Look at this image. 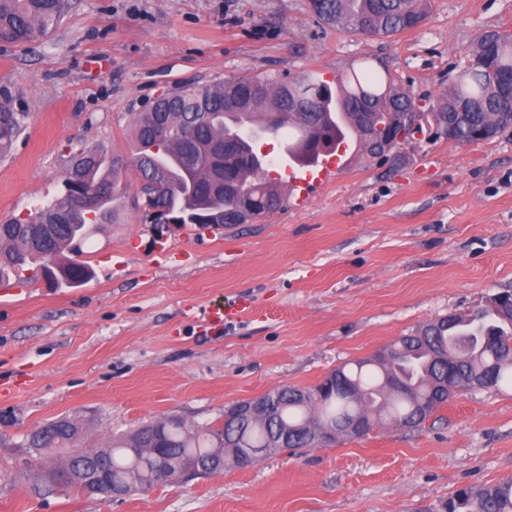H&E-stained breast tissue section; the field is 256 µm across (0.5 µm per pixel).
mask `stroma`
<instances>
[{
	"mask_svg": "<svg viewBox=\"0 0 512 512\" xmlns=\"http://www.w3.org/2000/svg\"><path fill=\"white\" fill-rule=\"evenodd\" d=\"M492 28L512 34V0H430L392 37L330 28L310 0H69L39 41L0 43V92L29 115L0 160V222L53 200L78 145L130 157L132 115L162 92L367 63L424 110ZM124 179L116 221L82 245L89 282L0 283V512H444L460 489L512 478V389H487L417 429L385 424L121 500L52 483L42 468L65 449L24 446L49 421L77 423L80 448L164 417L218 424L233 403L315 387L512 290V129L470 144L431 130L356 155L305 204L210 230H156L135 169Z\"/></svg>",
	"mask_w": 512,
	"mask_h": 512,
	"instance_id": "stroma-1",
	"label": "stroma"
}]
</instances>
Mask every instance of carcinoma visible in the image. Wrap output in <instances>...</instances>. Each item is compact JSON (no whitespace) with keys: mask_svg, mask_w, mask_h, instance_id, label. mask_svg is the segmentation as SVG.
Masks as SVG:
<instances>
[{"mask_svg":"<svg viewBox=\"0 0 512 512\" xmlns=\"http://www.w3.org/2000/svg\"><path fill=\"white\" fill-rule=\"evenodd\" d=\"M312 8L328 26L364 35H393L415 28L425 19L429 0H311ZM67 0H0V41L29 43L55 28ZM512 75V35L496 29L482 32L465 52L454 85L433 107L439 136L458 143H477L478 134L491 126L504 132L512 126L503 118L512 113V94L504 83ZM335 100L316 72L291 79L275 76L187 85L166 93L149 108L133 115L131 158L109 159L98 146L72 156L62 190L50 203L30 211L24 219L0 224V281L28 273L41 276L51 263L66 272L67 287L91 277L89 267L66 253L78 254L86 240L85 227L99 223L90 211L73 208L74 198L101 188H112L105 202L106 222L116 218L118 201L126 192L123 173L137 171L139 192L154 224H246L282 204V193L261 169L256 143L247 131L282 115L279 130L292 131L296 158L314 161L320 142L335 151L350 130L360 151L376 155L365 140V130L392 126L399 116L414 111L410 95L388 73L363 66L336 79ZM28 113L14 110L0 94V159L9 157L25 130ZM193 190L182 189L186 176ZM165 183L169 190L153 197L149 185ZM252 185L249 196L227 194L224 187ZM474 329L454 331L448 317L429 321L413 333L400 336L370 357L346 362L332 374L342 377L348 390L321 395V387H283L273 410L262 417L244 416L226 424L199 426L184 420H159L135 432L112 437L104 448H86L70 455L65 464L84 469L102 467L107 476L128 482L132 495L155 487V462L136 458L132 448H164L169 454L172 482L186 476L197 462L224 449V467L237 468L236 449L270 446L284 430L295 450L314 448L305 430L337 428L344 418L359 414L365 431L384 422L416 429L461 390L512 387V292L494 295L491 305L472 314ZM448 354L441 365L430 352ZM79 427L68 420L51 422L35 431L27 447L66 448ZM448 512H512V479L459 491L446 505Z\"/></svg>","mask_w":512,"mask_h":512,"instance_id":"1","label":"carcinoma"}]
</instances>
